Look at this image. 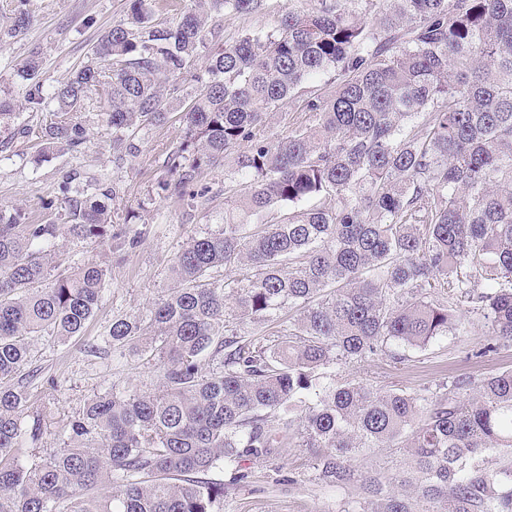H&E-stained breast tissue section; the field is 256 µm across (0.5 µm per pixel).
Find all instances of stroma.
<instances>
[{"mask_svg": "<svg viewBox=\"0 0 512 512\" xmlns=\"http://www.w3.org/2000/svg\"><path fill=\"white\" fill-rule=\"evenodd\" d=\"M305 3L265 0L258 12L222 17L221 25L228 35L270 30L289 9ZM27 8L35 15V24L23 36L0 47V90L4 92H20L14 68L35 47L43 57L39 79L44 87L66 80L74 67L90 58L101 32L124 18L127 0H28ZM87 125L89 139L84 153L76 158L68 154L40 156L36 144L11 139L8 131H0V141L6 144L0 151V208L20 207L30 222H45L51 216L46 205L58 195L61 171L77 168L124 186V197L111 206V220L140 238L135 249L119 256L89 242H68L63 247L67 265L96 261L108 265L111 276L84 335L63 344L35 343L34 364L41 367L44 378L54 379L57 385L55 412L59 415L74 414L94 393L115 384L133 383L144 390L158 386L157 373L144 367L137 355L130 353L122 361H113L112 350L103 338L113 319L142 310L167 287L168 267L178 250L191 237L218 230L224 216L220 199L206 211L192 209L174 197L150 200L149 192L166 150L180 142L175 120L153 128L145 137L140 156L121 164L112 161L111 129L92 112L87 115ZM135 209L140 217L133 220L129 214ZM487 341L484 319L472 312L464 331L441 337L426 350L409 352L404 362H394L383 354L337 367L335 374L340 381L356 379L376 389L398 388L427 395L454 375L512 369V347L490 358H473V351ZM249 469V481L240 485L233 484L231 472L224 468L209 472V479L228 486L219 512H336L343 496L342 491L314 480L308 457L299 448L282 449L277 458L251 463ZM290 474L295 477L291 484L286 481Z\"/></svg>", "mask_w": 512, "mask_h": 512, "instance_id": "1", "label": "stroma"}]
</instances>
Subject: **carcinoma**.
Instances as JSON below:
<instances>
[{"label": "carcinoma", "mask_w": 512, "mask_h": 512, "mask_svg": "<svg viewBox=\"0 0 512 512\" xmlns=\"http://www.w3.org/2000/svg\"><path fill=\"white\" fill-rule=\"evenodd\" d=\"M26 2L8 9L0 45L34 23ZM127 2L50 92L32 50L17 71L28 118L0 95V127L76 156L96 109L119 164L176 111L181 142L153 197L206 209L222 196L224 224L191 239L173 285L104 338L118 360L139 350L157 388L94 394L58 421L61 447L23 461L55 389L32 385L34 339L82 335L109 278L97 262L62 266L59 241L138 240L111 224L123 187L76 168L48 221L0 208V512H218L211 469L242 482L245 462L288 447L347 491L336 512H512V370L428 396L327 372L424 350L462 328L466 306L491 336L475 357L512 345V0H309L276 29L228 39L212 15L263 0H199L172 24L155 15L175 0ZM185 76L200 88L179 101ZM322 78L325 91L307 89ZM274 117L286 132L271 138ZM231 153L237 178L203 182ZM377 448L403 469L362 470Z\"/></svg>", "instance_id": "carcinoma-1"}]
</instances>
